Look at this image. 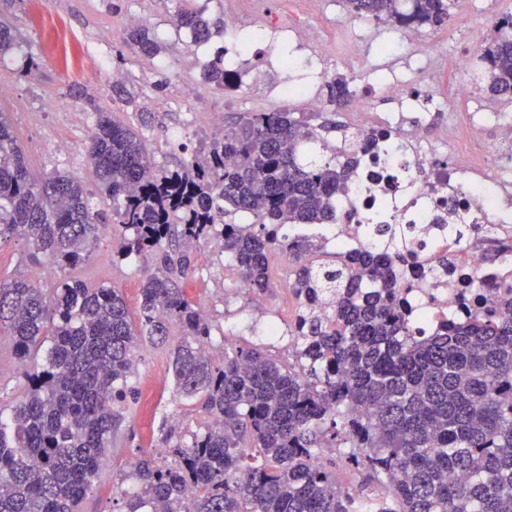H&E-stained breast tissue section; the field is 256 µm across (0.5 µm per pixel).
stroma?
<instances>
[{
	"label": "stroma",
	"instance_id": "obj_1",
	"mask_svg": "<svg viewBox=\"0 0 512 512\" xmlns=\"http://www.w3.org/2000/svg\"><path fill=\"white\" fill-rule=\"evenodd\" d=\"M212 9L239 14L248 21L282 25L307 34L322 43L327 53L320 61L333 77L351 79L367 73L375 86L386 83L390 57L374 58L383 40L397 31L384 23L364 30L343 22L336 0H213ZM0 11L11 14L17 28L19 46L0 58V79L8 80L9 95L0 97V113L7 116L32 175L40 177L65 171L86 178L88 197L100 207L94 181L86 162L85 144L94 124V108L116 112L126 123L139 126L149 142L157 165L174 168L188 154L204 155L211 143L224 135L226 126L245 112L301 111L295 101L275 96L263 85L222 91L205 87L202 65L221 46V39L195 45L178 37L170 24L172 0H0ZM154 30L164 50L158 59L135 56L124 42L130 17ZM474 17L454 7L445 26L429 30L436 53L444 60L439 80L444 92L462 81L455 69L459 55L467 52L463 30ZM57 27L63 36L79 42L77 62L65 63L45 41L41 26ZM37 63L31 73H23L25 54ZM136 98L126 102L113 91V73ZM186 127L190 136L185 148H178L170 134ZM122 229L107 226L89 259L76 271L91 285L119 288L131 316L139 314V288L143 271L153 269L155 257L145 253L132 263L112 264V247ZM195 273L186 285L188 297L205 306L215 333L234 334L238 344H258L268 324L287 328L296 316L298 301L290 285L295 265L281 260L270 267L271 290L261 296L240 295L238 277L222 256L207 245H193ZM0 277H24L49 288L53 279L43 277L40 266L28 262L20 245H0ZM182 336L178 325L169 329L168 345L144 344L138 363L140 397L127 403L123 420L112 437V445L101 459V471L91 493L81 504V512H121L120 490L131 488L130 477L141 451L159 447L160 424L175 432L204 430L208 419L193 400L178 397L170 380L169 344ZM26 366L19 361L7 340H0V404L19 400L26 386Z\"/></svg>",
	"mask_w": 512,
	"mask_h": 512
}]
</instances>
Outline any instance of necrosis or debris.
Segmentation results:
<instances>
[{
  "label": "necrosis or debris",
  "mask_w": 512,
  "mask_h": 512,
  "mask_svg": "<svg viewBox=\"0 0 512 512\" xmlns=\"http://www.w3.org/2000/svg\"><path fill=\"white\" fill-rule=\"evenodd\" d=\"M386 52L416 65L441 64L416 28L387 44ZM453 95L473 102L465 121L445 130L466 150L436 162L427 113L411 119L400 112L375 113L369 90L353 92L352 131L386 130L392 143L358 148L355 174L331 200L340 222L322 228L337 250L374 252L379 243L362 234V225H417L400 263L407 283L401 300L417 336L430 334L445 320L483 317L494 306L495 285L512 282V114L492 111L485 101L473 99L467 83L456 86ZM458 224L481 225L496 243L494 259L486 258L483 240L458 239ZM444 254L450 261L443 271L436 264Z\"/></svg>",
  "instance_id": "1"
}]
</instances>
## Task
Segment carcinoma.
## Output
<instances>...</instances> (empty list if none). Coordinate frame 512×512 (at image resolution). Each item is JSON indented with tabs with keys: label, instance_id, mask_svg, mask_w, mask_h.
I'll return each mask as SVG.
<instances>
[{
	"label": "carcinoma",
	"instance_id": "1",
	"mask_svg": "<svg viewBox=\"0 0 512 512\" xmlns=\"http://www.w3.org/2000/svg\"><path fill=\"white\" fill-rule=\"evenodd\" d=\"M171 23L203 45L224 34V17L205 0H176ZM348 12L395 27L445 25L455 0H345ZM128 38L140 56L163 47L135 25ZM18 46L0 19V56ZM474 82L490 98L512 97V14L497 23L478 57ZM233 61L218 50L203 79L234 87ZM327 103L345 108L351 90L335 79ZM87 162L112 221L123 229L112 261L152 252L139 319L119 289L92 286L71 271L89 257L105 225L82 178L28 171L12 127L0 113V242L16 239L26 259L53 268L52 288L0 279V337L22 362V399L0 408V512H80L112 443L121 406L139 398L136 354L143 342L170 348L176 392L210 419L202 433L160 428L162 450L145 451L121 492L124 512H512V285L500 284L498 309L415 337L397 298V257L405 224H371L380 250L320 252L286 224H334L328 201L353 174L325 155L320 116L247 112L207 155L176 168L156 165L148 141L110 112L94 108ZM253 225L228 224L230 211ZM221 242L224 262L251 293L272 287L269 255L297 263L291 288L299 301L288 326L298 350L284 363L260 347L233 346L217 362L204 350L212 325L186 297L194 256L187 247ZM338 448L369 472L385 497L355 501L336 479ZM463 476L459 482L448 474Z\"/></svg>",
	"mask_w": 512,
	"mask_h": 512
}]
</instances>
